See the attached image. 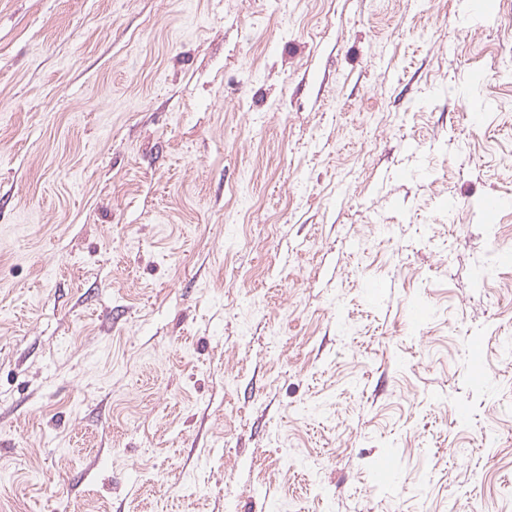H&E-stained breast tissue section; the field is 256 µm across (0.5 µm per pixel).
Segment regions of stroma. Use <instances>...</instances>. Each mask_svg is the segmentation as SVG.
<instances>
[{"label":"stroma","instance_id":"stroma-1","mask_svg":"<svg viewBox=\"0 0 512 512\" xmlns=\"http://www.w3.org/2000/svg\"><path fill=\"white\" fill-rule=\"evenodd\" d=\"M464 8L0 0V512H512V0Z\"/></svg>","mask_w":512,"mask_h":512}]
</instances>
